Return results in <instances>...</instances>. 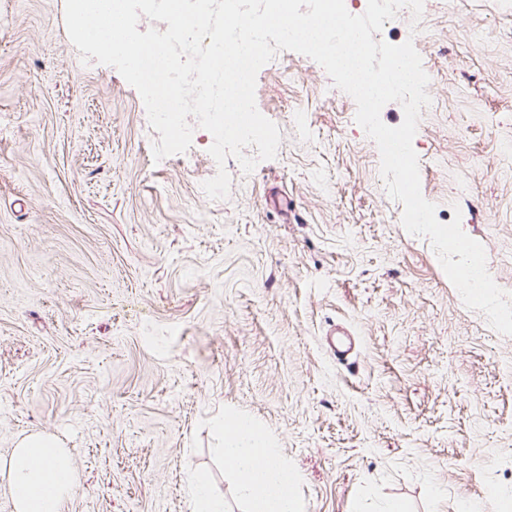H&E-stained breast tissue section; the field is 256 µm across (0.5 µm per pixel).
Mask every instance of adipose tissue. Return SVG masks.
<instances>
[{
  "label": "adipose tissue",
  "mask_w": 512,
  "mask_h": 512,
  "mask_svg": "<svg viewBox=\"0 0 512 512\" xmlns=\"http://www.w3.org/2000/svg\"><path fill=\"white\" fill-rule=\"evenodd\" d=\"M219 453L235 477L244 512H298L300 473L272 448L266 432L249 418L225 419ZM14 512H64L76 485V470L68 449L43 434L21 439L7 458L0 459Z\"/></svg>",
  "instance_id": "1"
}]
</instances>
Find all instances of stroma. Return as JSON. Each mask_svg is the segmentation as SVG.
Returning <instances> with one entry per match:
<instances>
[{
	"mask_svg": "<svg viewBox=\"0 0 512 512\" xmlns=\"http://www.w3.org/2000/svg\"><path fill=\"white\" fill-rule=\"evenodd\" d=\"M65 0H0V458L41 432L69 448L64 512H187L189 473L243 512L216 425H261L302 476V512H459L512 492V337L466 308L405 231L356 103L279 52L256 106L275 159L225 166L212 135L154 161L140 94L83 63ZM413 40L430 109L423 196L483 244L512 293V0H424ZM359 341L327 354L331 325ZM340 333L348 335L347 330L343 326H336L329 329L325 336V342L329 355L339 364H348L350 361L352 346L345 347L343 344H336L335 335Z\"/></svg>",
	"mask_w": 512,
	"mask_h": 512,
	"instance_id": "obj_1",
	"label": "stroma"
}]
</instances>
